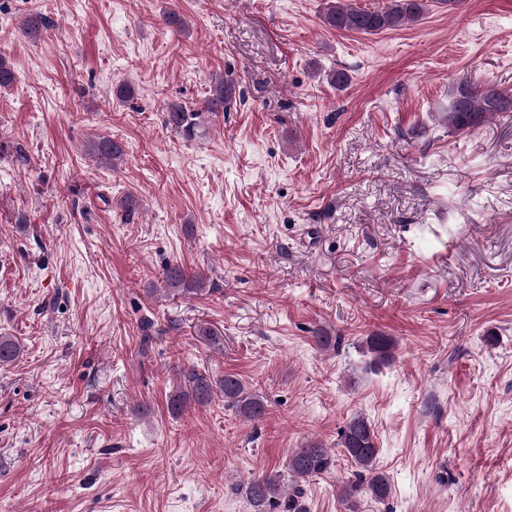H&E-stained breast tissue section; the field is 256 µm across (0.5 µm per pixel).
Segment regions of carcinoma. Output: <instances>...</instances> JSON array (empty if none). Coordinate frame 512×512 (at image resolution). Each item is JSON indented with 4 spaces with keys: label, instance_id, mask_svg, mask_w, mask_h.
<instances>
[{
    "label": "carcinoma",
    "instance_id": "cac0c4a2",
    "mask_svg": "<svg viewBox=\"0 0 512 512\" xmlns=\"http://www.w3.org/2000/svg\"><path fill=\"white\" fill-rule=\"evenodd\" d=\"M427 5L425 0H389L379 10L353 8L343 0H331L321 16L324 25L331 29L358 33H378L403 27L418 21ZM47 27L46 19L37 13L25 17L22 33L37 38ZM236 98L232 80L221 78L214 82L211 95L201 109H191L179 103H171L164 112L165 125L187 140L194 139L207 123V119L220 111L231 108ZM512 110V97L498 92L488 83H478L462 76L453 86L448 104V129L454 132L470 131L495 115ZM88 151L105 160L117 161L123 157L122 145L108 137L94 141ZM162 281L167 294L185 297L198 295L206 290V280L199 274L189 273L179 264H169L163 271ZM365 352L372 360L384 363L391 359L396 341L381 333H375L363 341ZM21 352L19 342L12 336H0V366L14 363ZM224 397V405L236 414L251 420H260L266 412L262 396L253 391L243 378L226 374L216 380L207 372L195 368L180 373L179 384L168 397V408L175 415L192 405L205 406L215 396ZM337 447L355 465L356 481L343 492L350 512L357 508L356 496L368 497L375 502L389 498L391 486L388 477L377 467L379 448L375 431L369 420L356 414L340 431ZM335 466L332 449L320 441L296 448L288 456L284 471H271L250 478L240 486L251 512H306L298 500L282 499L284 480L292 477L305 482L328 473Z\"/></svg>",
    "mask_w": 512,
    "mask_h": 512
}]
</instances>
